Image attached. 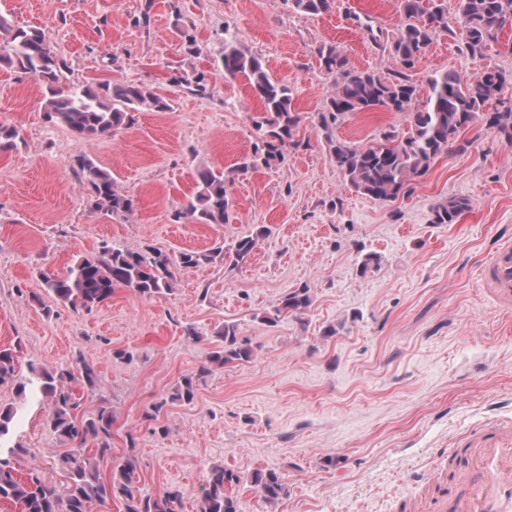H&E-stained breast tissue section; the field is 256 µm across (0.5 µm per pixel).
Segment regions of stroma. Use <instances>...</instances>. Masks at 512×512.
<instances>
[{
  "label": "stroma",
  "mask_w": 512,
  "mask_h": 512,
  "mask_svg": "<svg viewBox=\"0 0 512 512\" xmlns=\"http://www.w3.org/2000/svg\"><path fill=\"white\" fill-rule=\"evenodd\" d=\"M0 13L43 30L70 83L132 82L170 105L84 140L49 121L34 77L0 70V123L23 136L0 152V347L15 349L21 374L32 363L53 370L77 358L98 372L100 385L84 392L80 411H115L102 476L131 449L141 488L186 489L180 512H195L215 464L283 475L288 494L274 506L241 485L240 512H403L424 490L425 472L468 429L487 416L512 418V311L498 308L481 280L499 241L512 237V143L472 127L407 195L380 202L345 188L324 135L368 144L403 127L402 114L350 112L329 131L320 126L335 78L318 48L335 44L357 69L394 70L384 45L403 21L400 0H334L316 16L287 0H0ZM178 21L195 36L196 55ZM228 33L291 88L301 122L283 159L236 176L229 223H178L173 214L198 170L231 169L258 142L253 120L262 104L244 80L225 78L219 62ZM489 65L512 71V30L484 57L437 35L410 76L423 88L432 71L472 79ZM197 72L205 93L176 81ZM81 154L111 172L131 212L95 209L72 166ZM451 197L468 199L469 210L456 223H434L433 207ZM260 225L270 232L247 264L173 267L168 295L119 287L89 311L33 300L43 277L105 247L150 246L174 257ZM368 253L380 264L364 273ZM303 286L306 310L262 322ZM227 323L250 343V362L213 370L192 404L145 420L150 403L205 364L214 331ZM188 326L201 340L185 338ZM118 350L128 358H115ZM18 403L11 433L28 450L23 469L64 482L46 401L35 392L20 403L15 386L1 385L0 407Z\"/></svg>",
  "instance_id": "35a3bbf8"
}]
</instances>
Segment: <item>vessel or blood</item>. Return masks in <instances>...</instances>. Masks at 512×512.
Instances as JSON below:
<instances>
[{"mask_svg":"<svg viewBox=\"0 0 512 512\" xmlns=\"http://www.w3.org/2000/svg\"><path fill=\"white\" fill-rule=\"evenodd\" d=\"M487 291L512 308V239L499 243L483 269ZM451 480L432 479L431 495L411 512H512V423L483 425L464 436L452 458Z\"/></svg>","mask_w":512,"mask_h":512,"instance_id":"b4317fda","label":"vessel or blood"}]
</instances>
